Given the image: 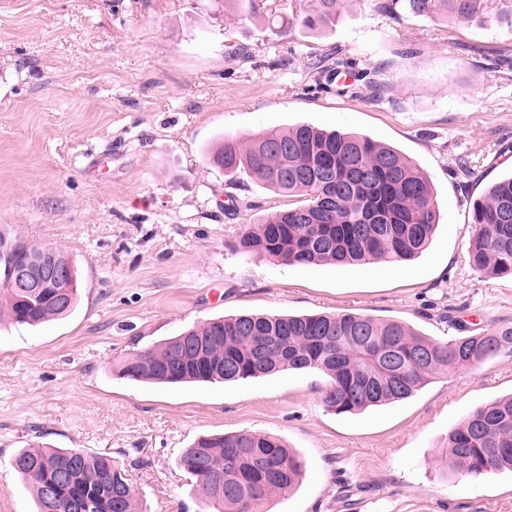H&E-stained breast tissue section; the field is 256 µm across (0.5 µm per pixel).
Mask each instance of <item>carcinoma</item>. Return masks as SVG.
Segmentation results:
<instances>
[{"mask_svg": "<svg viewBox=\"0 0 512 512\" xmlns=\"http://www.w3.org/2000/svg\"><path fill=\"white\" fill-rule=\"evenodd\" d=\"M290 21L309 33L336 23L346 0H311ZM239 13L261 14V0H226ZM395 17L409 13L437 20L479 19L483 0H381ZM210 160L232 178L246 173L297 198L292 206L248 225L229 247L282 265H401L430 245L439 212L430 179L398 150L367 136L311 124L273 129L247 146L224 135ZM470 266L488 278L512 277V175L492 183L472 205ZM34 255L61 268L65 278L25 294L10 274ZM74 263L50 244L35 245L12 226L0 225V318L38 326L68 315L76 305ZM512 353V324L439 342L400 321L356 313L241 314L187 329L156 346L126 354L121 377L157 384L229 382L285 370H315L329 382L323 404L340 415L404 400L447 368L472 367ZM222 365L204 368L202 358ZM456 470L472 477L512 471V395L473 409L444 441ZM178 467L195 479L194 492L210 512H270L277 494L299 483L304 462L270 434L235 433L199 438L184 449ZM11 466L33 484L37 512H69L67 500L94 489L112 497V512H141L139 497L121 464L79 448L19 450ZM73 481L52 499L47 485L59 471Z\"/></svg>", "mask_w": 512, "mask_h": 512, "instance_id": "cac0c4a2", "label": "carcinoma"}]
</instances>
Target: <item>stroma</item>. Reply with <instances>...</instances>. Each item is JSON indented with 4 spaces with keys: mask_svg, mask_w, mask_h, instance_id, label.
Listing matches in <instances>:
<instances>
[{
    "mask_svg": "<svg viewBox=\"0 0 512 512\" xmlns=\"http://www.w3.org/2000/svg\"><path fill=\"white\" fill-rule=\"evenodd\" d=\"M380 66L385 88L345 94ZM0 225L58 247L79 272L67 317L0 325V512H36L11 456L37 442L125 462L144 512H201L177 458L199 436L281 437L306 463L271 512H512V472L449 473L443 442L512 394V354L432 376L411 398L328 411V379L284 371L232 383L119 378L117 358L208 320L358 312L446 342L512 324V278L468 260L471 204L512 172V28L445 23L347 0L319 34L270 30L216 0H0ZM309 123L397 149L431 180L440 221L399 268L296 265L225 248L291 199L207 161L228 133ZM473 173L462 176L459 159Z\"/></svg>",
    "mask_w": 512,
    "mask_h": 512,
    "instance_id": "1",
    "label": "stroma"
}]
</instances>
